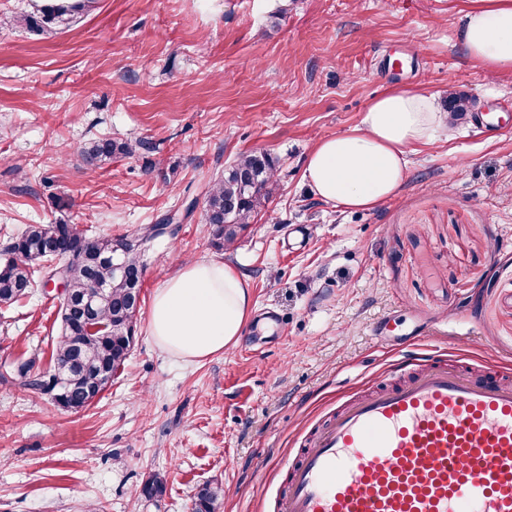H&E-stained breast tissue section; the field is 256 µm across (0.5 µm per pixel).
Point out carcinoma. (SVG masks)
Wrapping results in <instances>:
<instances>
[{
    "label": "carcinoma",
    "instance_id": "cac0c4a2",
    "mask_svg": "<svg viewBox=\"0 0 512 512\" xmlns=\"http://www.w3.org/2000/svg\"><path fill=\"white\" fill-rule=\"evenodd\" d=\"M91 0H50L39 14L13 18L19 27L38 31L72 19L90 7ZM149 148L145 141L134 145L122 139L105 137L94 140L82 148L83 160L93 166L102 165L120 156H130L137 148ZM275 164L269 153L251 151L241 155L224 170V176L210 184L204 193L206 223L212 226L213 236L225 246L232 245L240 231L251 221L261 204L274 175ZM165 233V225L144 227L137 235L144 238L143 247L130 245L121 259L129 273L144 267L142 257L146 246ZM66 247L73 259L65 265V289L75 298L84 297L98 283L107 288V296L97 302L96 319L106 331L89 334L85 329V316L78 307L73 308L61 321V334L52 351V361L66 366L61 378L64 389L53 403L67 412H78L90 405V393L96 391L100 371L116 373L122 368L131 351L129 335L134 329L136 315L126 307L128 284L112 271V264L101 257L112 253L123 236L116 239L107 233L90 235L78 224H31L9 245L15 258L0 263V303H14L29 294L36 281L34 275L49 268L53 253L45 250L52 238ZM34 361L20 363L18 373L27 377L26 386L42 394L58 388L50 385L46 370L34 376L27 375ZM165 491V479L155 474L141 486L140 493L148 498L158 497ZM221 489L203 485L196 495L194 512H215Z\"/></svg>",
    "mask_w": 512,
    "mask_h": 512
}]
</instances>
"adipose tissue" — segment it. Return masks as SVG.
I'll use <instances>...</instances> for the list:
<instances>
[{"mask_svg":"<svg viewBox=\"0 0 512 512\" xmlns=\"http://www.w3.org/2000/svg\"><path fill=\"white\" fill-rule=\"evenodd\" d=\"M457 39L490 72L512 69V0H479L465 12ZM432 95L392 88L373 100L358 127L322 140L304 176L320 200L368 209L396 195L408 151L448 130ZM253 298L243 276L220 260L183 264L154 291L149 330L157 346L186 362L222 352L243 336Z\"/></svg>","mask_w":512,"mask_h":512,"instance_id":"ef3b65f1","label":"adipose tissue"}]
</instances>
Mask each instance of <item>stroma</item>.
Here are the masks:
<instances>
[{"label": "stroma", "mask_w": 512, "mask_h": 512, "mask_svg": "<svg viewBox=\"0 0 512 512\" xmlns=\"http://www.w3.org/2000/svg\"><path fill=\"white\" fill-rule=\"evenodd\" d=\"M43 0H0V262L31 224L127 235L190 216L144 257L134 347L85 410L0 379V512H277L288 463L346 398L402 380L414 352L512 367V70L488 75L456 38L471 0H94L47 31L8 25ZM391 87L463 93L471 117L411 148L379 206L348 211L304 178L310 151ZM95 136L153 151L86 165ZM275 161L230 248L204 191L242 153ZM68 197L73 206L58 209ZM244 274L237 344L187 364L156 346L148 304L184 261ZM55 292L0 304V366L50 367ZM162 496H141L152 474Z\"/></svg>", "instance_id": "35a3bbf8"}]
</instances>
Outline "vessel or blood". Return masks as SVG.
<instances>
[{
  "mask_svg": "<svg viewBox=\"0 0 512 512\" xmlns=\"http://www.w3.org/2000/svg\"><path fill=\"white\" fill-rule=\"evenodd\" d=\"M288 468L280 512H512V381L403 358Z\"/></svg>",
  "mask_w": 512,
  "mask_h": 512,
  "instance_id": "1",
  "label": "vessel or blood"
}]
</instances>
